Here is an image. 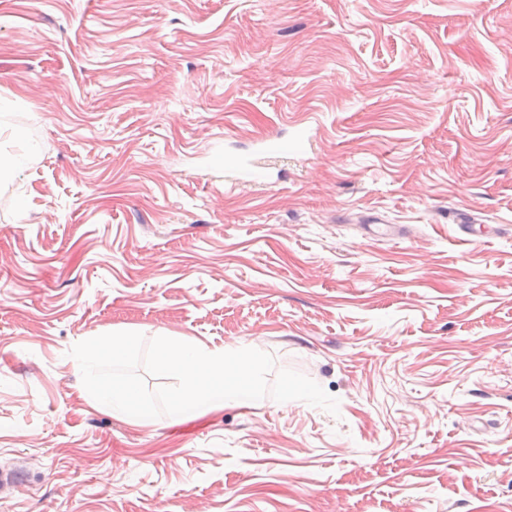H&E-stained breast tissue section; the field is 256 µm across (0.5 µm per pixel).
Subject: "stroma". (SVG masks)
I'll use <instances>...</instances> for the list:
<instances>
[{
  "instance_id": "35a3bbf8",
  "label": "stroma",
  "mask_w": 512,
  "mask_h": 512,
  "mask_svg": "<svg viewBox=\"0 0 512 512\" xmlns=\"http://www.w3.org/2000/svg\"><path fill=\"white\" fill-rule=\"evenodd\" d=\"M0 95V512H512V0H0ZM124 331L338 411L113 416L69 351ZM224 168L234 174L232 180L237 183L263 180L272 186L281 179L280 172L274 175L270 167L261 166L252 158L227 157L224 159Z\"/></svg>"
}]
</instances>
